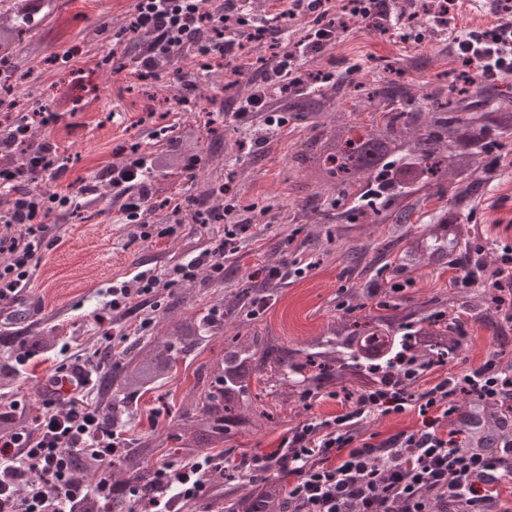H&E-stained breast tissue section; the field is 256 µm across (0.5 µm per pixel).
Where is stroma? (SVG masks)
<instances>
[{
  "mask_svg": "<svg viewBox=\"0 0 512 512\" xmlns=\"http://www.w3.org/2000/svg\"><path fill=\"white\" fill-rule=\"evenodd\" d=\"M54 10L38 18L24 34L11 67L30 70L31 81L10 91H0V113L13 109L15 101L32 93L40 105L56 112L55 122L42 129L59 153L67 158L60 174H47L41 190L81 194L94 174L115 161V151L136 142L144 153H152L174 142H181L186 131H193L191 154L211 172L206 209L224 204L221 187L231 170L250 167V178L238 184L241 204L267 208L265 222L254 223L243 233L235 254L224 260L223 282L210 281L205 275L177 283V290L189 291L192 312L207 311L225 291L243 287L254 272H265L301 261L307 269L303 276L286 275L280 281L278 301L255 319L259 329L282 337L286 345L297 348L317 336L328 322L343 316L353 300L350 291L362 282L359 271L346 259L349 247L366 242L378 244L384 229L375 224H361L349 235H341L336 225L327 221L313 223L299 219L281 228L279 212L301 209L304 197L292 191L303 173L293 156L310 133L298 130L292 135H267L253 143L255 127L251 117L234 126L224 120V96L221 86L209 77L198 75L190 58L174 61L158 72L155 79L138 80L130 70L120 68L121 58L133 57L135 46L122 30V18L132 0H54ZM498 0H462L444 21L430 23L425 38L411 36L405 29L388 26L374 30L368 22H349L331 53L319 58V66L333 74L354 69L356 77L371 80L382 76L389 62L402 65L401 80L427 89L447 90L443 73L458 59L453 40L468 26L487 24ZM196 77L209 101L192 111L170 107L162 122L143 124L139 118L150 111L152 97L180 95L179 74ZM173 126L172 136L159 133L160 126ZM246 140L245 152L225 150L227 140ZM262 155L252 164V155ZM484 164L495 169L480 204L467 215L471 228L470 248L451 269L424 266L412 272H393L388 263L396 257L388 252L386 266L378 271L387 299L411 297L418 300L447 299L456 295L464 301L468 293L457 280L484 257L498 263L505 248H512V137L505 139L496 155L484 157ZM185 174L159 173L152 184L151 203L155 210L153 224H175L178 232L163 239L136 238V228L124 223L120 200L109 189H98L93 201L77 211L52 213L48 222L59 241L40 256L38 266L18 303L0 317V331L23 330L36 336L49 327H59L69 336L68 351L52 349L47 357L32 360L24 370L17 394L32 415H40L45 398L41 387L56 375L59 367L79 366L87 375L97 376L95 362L87 353L94 344L110 341L114 351H122L138 341L136 328L149 316L151 307L133 302L117 314L105 308L112 284L131 279L139 269L163 271L182 259L214 247L224 237L223 221H199L193 210L172 214L171 201L196 195ZM292 234L293 242L282 247L283 234ZM403 284V292H394V284ZM496 327L464 319L461 324L464 348L454 361L433 367V375L458 372L478 364L490 352H498L504 363L512 364V296L499 307ZM196 364H179L178 372L164 386V398L148 394L128 423L131 434L162 432L175 416L182 398L196 382ZM346 404L343 392L325 390L309 407L282 408L277 423L259 432L243 433L227 441L225 459L249 462L254 455L280 448L304 422L312 418H330Z\"/></svg>",
  "mask_w": 512,
  "mask_h": 512,
  "instance_id": "35a3bbf8",
  "label": "stroma"
}]
</instances>
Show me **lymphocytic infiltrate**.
Wrapping results in <instances>:
<instances>
[{
  "label": "lymphocytic infiltrate",
  "mask_w": 512,
  "mask_h": 512,
  "mask_svg": "<svg viewBox=\"0 0 512 512\" xmlns=\"http://www.w3.org/2000/svg\"><path fill=\"white\" fill-rule=\"evenodd\" d=\"M329 0H290V16L314 15L319 26L304 39L287 40V26L265 28L281 46L263 71L261 85L283 83L299 72L303 60L331 43L336 20L325 6ZM241 0H133L123 28L138 33L141 47L131 61L137 78L156 76L160 62H173L184 51L244 62L242 44L254 29ZM455 42L460 58L481 77L498 80L512 75V5H500L494 21L462 30ZM64 161L53 142L41 152L7 161L0 157V306L16 303L50 244L47 219L53 212L78 209L76 197L46 193L38 183L47 172L62 170ZM154 170L147 156L134 149L103 167L97 181L112 186L122 198L121 210L142 239L171 237L176 225L157 226L143 219L151 196ZM237 249V229L228 227L215 247L200 251L165 272H138L111 290L109 307L118 311L133 300L181 281L206 275L224 278V258ZM84 379L62 398L45 402L35 434L0 437V512H75L87 495L108 496L109 470L118 450V435L102 411L84 401ZM466 396L480 405H502L512 413V369L498 353L468 370L435 378L423 390L411 382L394 381L368 391L347 404L331 421L311 420L286 442L282 466L290 477L288 499L296 512H433L441 497L444 512H499V487L512 479V432L502 435L496 450L464 446L457 431H443L440 418L458 411ZM417 410L419 429L373 443L359 436L372 415ZM85 453L95 459L101 475L95 485L76 481L68 458ZM213 462L200 458L161 475V494L146 501L143 512H169L163 496L190 500L204 491L203 479Z\"/></svg>",
  "instance_id": "1"
}]
</instances>
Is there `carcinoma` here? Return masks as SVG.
<instances>
[{
	"label": "carcinoma",
	"mask_w": 512,
	"mask_h": 512,
	"mask_svg": "<svg viewBox=\"0 0 512 512\" xmlns=\"http://www.w3.org/2000/svg\"><path fill=\"white\" fill-rule=\"evenodd\" d=\"M32 0H14L0 10V54L11 52L28 30L36 11ZM436 0H399L397 13L424 21L435 18ZM238 100L254 87L237 66H204ZM356 100L377 113L368 125L338 117V103ZM266 111L283 112L287 122L317 135L303 144L296 159L304 173L305 199L336 192L326 219L337 224H385L387 236L405 243L395 265L415 270L422 265L446 267L467 247V232L458 209L476 202L485 180L476 177L478 156L495 150L498 139L512 133V98L500 94L478 76L451 81L448 97L436 92L417 94L413 85L396 79L367 84L345 73L332 80L320 71L302 73L293 86L267 100ZM192 155L183 147H168L156 162L163 172L187 170ZM457 183L450 205L440 207L430 224L417 229L412 222L432 198L442 196L445 183ZM272 281L261 288L224 292V300L207 312L176 315L188 295L173 296L158 321L159 334L134 350L112 353L106 345L91 352L102 367L97 377L100 405L112 415L120 449L112 465V493L105 499L87 496L80 512H138L143 499L156 495L159 470L209 456L214 467L206 475V495L177 500L171 512H290L282 482L283 470L252 478L224 472V443L258 431L277 415L260 408L258 399L272 396L282 404L309 405L327 387L347 396L367 392L398 379L407 370L444 365L454 360L463 341L457 322L448 320L436 299H407L394 306L376 301L379 280L371 278L351 290L359 300L360 317L330 324L301 349H290L277 336L256 326L238 323L242 313L255 315L278 295ZM470 318L492 323L495 315L482 297H469ZM378 334L387 339L381 355H368L362 338ZM217 339L224 347L201 368L199 384L183 398L166 436L125 438V418L141 399L160 390L178 365L197 358ZM12 354L0 359V434L29 427L28 414L9 397L17 391L22 367L46 355L51 337L15 333L0 336ZM258 392H253V389ZM73 477L88 478L92 457L70 456Z\"/></svg>",
	"instance_id": "1"
}]
</instances>
